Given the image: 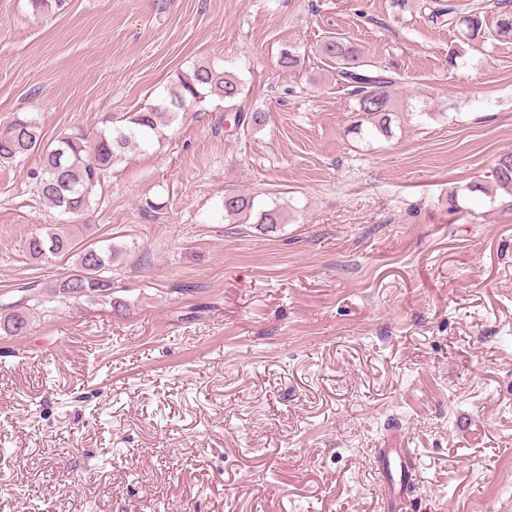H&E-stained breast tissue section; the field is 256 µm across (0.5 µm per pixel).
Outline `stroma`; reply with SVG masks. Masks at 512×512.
Wrapping results in <instances>:
<instances>
[{"label": "stroma", "mask_w": 512, "mask_h": 512, "mask_svg": "<svg viewBox=\"0 0 512 512\" xmlns=\"http://www.w3.org/2000/svg\"><path fill=\"white\" fill-rule=\"evenodd\" d=\"M394 0H0V127L122 125L204 60L241 78L125 150L76 238L111 240L114 309L43 302L0 335V512H390L380 448L414 449L415 512H512V43L475 50ZM392 72L391 136L320 54ZM301 65L279 70L284 45ZM38 154L0 165V303L73 267L27 240L68 215ZM278 204L273 231L224 198ZM157 204L144 218L145 202ZM490 176L495 190L500 189L512 197V153L499 159Z\"/></svg>", "instance_id": "1"}]
</instances>
